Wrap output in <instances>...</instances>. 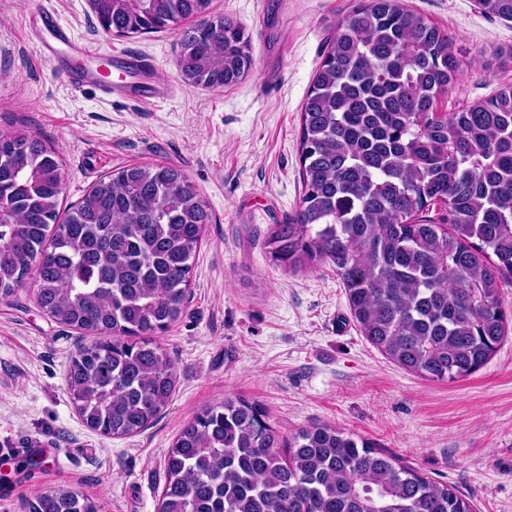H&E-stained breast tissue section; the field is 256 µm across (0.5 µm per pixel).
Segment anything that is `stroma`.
Instances as JSON below:
<instances>
[{"label": "stroma", "mask_w": 512, "mask_h": 512, "mask_svg": "<svg viewBox=\"0 0 512 512\" xmlns=\"http://www.w3.org/2000/svg\"><path fill=\"white\" fill-rule=\"evenodd\" d=\"M53 2L99 51L151 56L175 94L147 106L69 89L24 34L37 0H0V133L24 123L57 151L62 207L118 168L163 163L190 176L213 222L190 300L160 336L177 363L176 390L140 434L108 438L77 416L65 377L78 333L42 312L34 284L0 299V512H25L37 491L54 488L102 512H156L167 449L196 411L235 395L260 404L282 435L335 425L470 497L476 512H512V337L466 379H421L362 336L328 264L294 272L263 247L300 200L302 106L355 0H212V13L233 18L252 44V73L224 90L182 82L178 30L115 37L89 0ZM402 4L447 33L461 61L441 111L512 86V21L483 14L477 0ZM30 443L44 461L32 474L19 452Z\"/></svg>", "instance_id": "obj_1"}]
</instances>
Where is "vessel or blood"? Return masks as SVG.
<instances>
[{"label":"vessel or blood","instance_id":"vessel-or-blood-1","mask_svg":"<svg viewBox=\"0 0 512 512\" xmlns=\"http://www.w3.org/2000/svg\"><path fill=\"white\" fill-rule=\"evenodd\" d=\"M32 17L28 36L38 41L41 56L58 67L72 88L81 90L90 87L107 100L129 99L145 105L168 98L166 87L142 77L143 72L153 68L149 58L126 51L112 52L114 66L121 69L125 77L119 82L102 80L94 65L99 57L97 50L77 38L72 27L61 19L53 7L40 5L33 11Z\"/></svg>","mask_w":512,"mask_h":512}]
</instances>
